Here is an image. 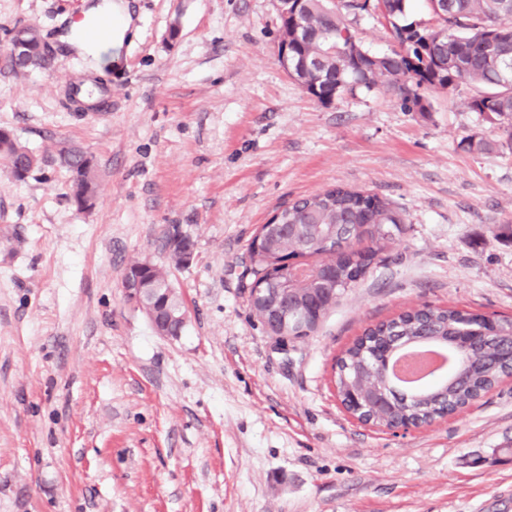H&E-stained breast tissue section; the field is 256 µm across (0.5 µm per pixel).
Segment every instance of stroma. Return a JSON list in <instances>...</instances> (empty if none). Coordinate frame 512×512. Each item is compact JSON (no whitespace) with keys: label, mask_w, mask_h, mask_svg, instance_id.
Returning <instances> with one entry per match:
<instances>
[{"label":"stroma","mask_w":512,"mask_h":512,"mask_svg":"<svg viewBox=\"0 0 512 512\" xmlns=\"http://www.w3.org/2000/svg\"><path fill=\"white\" fill-rule=\"evenodd\" d=\"M92 0H0V129L41 164L0 165V512H512V379L475 406L392 433L341 406L337 356L407 309L512 315V149L465 105L405 111L382 89L325 105L283 69L273 0H128L121 46L88 55L63 20ZM397 48L374 12L350 19ZM43 67L14 71L11 30ZM473 135L485 150L460 145ZM65 144L97 168L72 200ZM405 222L308 336L249 303L248 246L282 205L330 186ZM194 245L174 263L173 235ZM167 270L187 322L159 336L126 302L133 261Z\"/></svg>","instance_id":"stroma-1"}]
</instances>
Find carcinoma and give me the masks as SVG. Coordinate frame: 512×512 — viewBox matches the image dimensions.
<instances>
[{"label":"carcinoma","instance_id":"1","mask_svg":"<svg viewBox=\"0 0 512 512\" xmlns=\"http://www.w3.org/2000/svg\"><path fill=\"white\" fill-rule=\"evenodd\" d=\"M378 3L399 43V48L380 56L361 45L347 51L357 39L346 15L367 10L359 0H292L288 12L280 14V41L288 43V55L313 63L299 75L306 91L327 104L358 89L384 88L404 109L425 112L426 91L469 84L476 92L467 99V108L503 124L512 146V0H441L440 11L428 7L426 22L408 20L409 0ZM1 159L15 176L38 167V159L13 138L0 142ZM60 164L71 174L74 201L96 196L95 165L89 164L86 151L70 146ZM402 223V214L388 202L343 186L279 209L262 228L260 251L250 256L253 276L265 281V287L295 288L291 306L297 320L286 328L272 324L273 333L300 337L315 331L338 297L366 274L369 263L358 245L369 243L367 251L374 256ZM290 252L317 258V267L327 271L336 265V280L318 275L308 285L292 284L288 270L279 265ZM147 277L168 307L184 310L165 270L155 265ZM425 332L457 358L446 378L416 393L396 395L388 374L369 376L367 365L376 361L380 349L413 342ZM334 370L342 396L363 392L370 382L394 395L396 410L386 422L361 400L362 421L378 428L431 423L447 409L468 408L477 396L512 377V319L487 327L451 307L405 311L368 328L337 358Z\"/></svg>","mask_w":512,"mask_h":512}]
</instances>
